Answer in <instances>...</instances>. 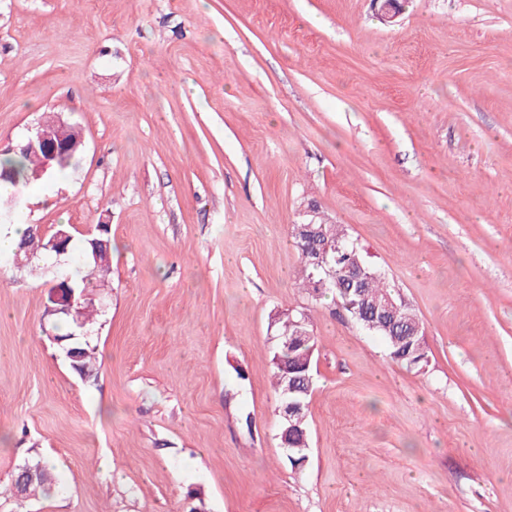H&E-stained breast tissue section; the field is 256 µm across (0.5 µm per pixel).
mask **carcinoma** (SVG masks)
<instances>
[{
	"label": "carcinoma",
	"mask_w": 512,
	"mask_h": 512,
	"mask_svg": "<svg viewBox=\"0 0 512 512\" xmlns=\"http://www.w3.org/2000/svg\"><path fill=\"white\" fill-rule=\"evenodd\" d=\"M40 158L31 153L16 151L12 154L0 156V180L7 182L14 187L16 191L10 195L9 203L5 209L11 210L17 208L21 203V187L29 184L33 178V171L39 167ZM301 276L300 287L311 300L315 301L321 296L316 288L318 277L314 270L309 266L305 258H300ZM83 268L86 274L80 279L71 280L76 288V300L81 305V319L86 327L95 324L96 309L81 294L90 292L91 289L101 286L105 277L110 271V252H104L99 259L83 258ZM361 293L369 298L382 299L386 295L398 297V291L394 285L386 281V278L377 270H372V275L364 280L361 286ZM301 311L296 310L288 315L286 313H276L272 316V321L276 327V336L279 340L275 341L272 351L273 385L277 394L278 406L291 401H301L303 404L309 403V398L313 390V384L304 380V377L313 373L315 337L310 324H305L302 330L306 332L303 339L295 336L297 331L296 322L302 319ZM398 331L391 334L381 331L378 333L386 344L389 356L404 365L409 370H420L428 363V351L423 341L424 326L421 319L415 311L403 304H398L395 317ZM416 333L414 343L405 342L406 336ZM290 339L292 343L285 346L281 343L283 339ZM80 347V359L77 361L78 369L90 374L95 361V347L88 340H77ZM288 430V456L287 459L293 469H302L308 462L310 450L300 446L302 435L308 432L307 423L289 426L288 421L281 420L280 430ZM18 472H26L34 476V479L24 485V497L17 495V479L6 485H0V495L10 494L14 499L23 501L39 491H48L54 485V477L50 468L42 461H36L32 464L25 462L19 468Z\"/></svg>",
	"instance_id": "obj_1"
}]
</instances>
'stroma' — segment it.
Masks as SVG:
<instances>
[{
    "instance_id": "obj_1",
    "label": "stroma",
    "mask_w": 512,
    "mask_h": 512,
    "mask_svg": "<svg viewBox=\"0 0 512 512\" xmlns=\"http://www.w3.org/2000/svg\"><path fill=\"white\" fill-rule=\"evenodd\" d=\"M0 0V154L48 117L86 149L13 222L83 245L97 373L45 330L77 254L0 260V512H512V0ZM316 200L424 323L392 361L297 285ZM316 338L310 458L292 469L271 317ZM106 239L109 242L108 251L102 253L98 261L93 258H87L85 256V248L81 250L83 268L86 270V274L80 277L79 274L72 272L75 279L66 276L68 278L60 280L55 284L51 296L52 305L46 308V316L72 315L76 317L74 290L69 285L70 279L74 288H76V300L81 305V319L84 325L86 328H90L96 323L94 316L97 315V310L94 309L91 302L89 303L86 301L87 299L82 298L81 294L83 292L88 294L91 288L101 287L103 285L101 283L105 281V277L110 271V240L107 237ZM79 277L80 279L76 280ZM21 472H26L27 474H31L34 476L33 480L28 481L24 485V496L19 497L17 495L18 490V480L17 475ZM27 474L20 479V483L23 484L27 480ZM30 475L31 479L33 478ZM15 477V478H14ZM54 485V477L50 470V468L42 461H36L32 464L29 462H24L19 468L18 471L14 474L12 481L8 484L0 485V495L4 493H9L14 499L17 501L23 502V499H27L30 496L35 495L39 491H49Z\"/></svg>"
}]
</instances>
